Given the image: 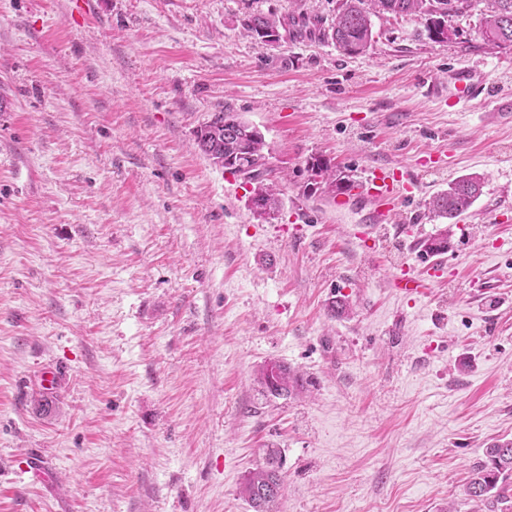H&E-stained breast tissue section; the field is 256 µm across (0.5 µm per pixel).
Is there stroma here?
Returning <instances> with one entry per match:
<instances>
[{
  "instance_id": "stroma-1",
  "label": "stroma",
  "mask_w": 512,
  "mask_h": 512,
  "mask_svg": "<svg viewBox=\"0 0 512 512\" xmlns=\"http://www.w3.org/2000/svg\"><path fill=\"white\" fill-rule=\"evenodd\" d=\"M75 4L0 0V512H252L240 486L270 448L277 512H487L467 482L512 440V50L480 10L444 44L374 18L347 55L241 27L328 26L339 0ZM459 66L487 83L464 109ZM225 109L271 153L275 217L197 145ZM314 155L358 182L409 171L396 228L355 239L368 204L337 210ZM469 174L471 208L431 218ZM443 231L448 251L423 252ZM402 260L431 274L421 296L388 287ZM272 362L302 388L265 392ZM32 452L49 483L22 474ZM243 30L255 39L270 43L271 37L278 35L283 27L281 20L274 15L252 14L241 21ZM482 178L470 174L448 184V189L425 201V207L434 218L453 219L465 212L481 195Z\"/></svg>"
}]
</instances>
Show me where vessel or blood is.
Here are the masks:
<instances>
[{
  "instance_id": "1",
  "label": "vessel or blood",
  "mask_w": 512,
  "mask_h": 512,
  "mask_svg": "<svg viewBox=\"0 0 512 512\" xmlns=\"http://www.w3.org/2000/svg\"><path fill=\"white\" fill-rule=\"evenodd\" d=\"M451 83L455 91L453 99L458 104L479 98L485 90L480 75L466 66L457 68L452 73ZM416 187L415 180L389 166L378 165L371 168L359 190L374 205L372 231L390 229L400 211L402 200L412 195Z\"/></svg>"
}]
</instances>
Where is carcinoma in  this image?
<instances>
[{"label": "carcinoma", "instance_id": "1", "mask_svg": "<svg viewBox=\"0 0 512 512\" xmlns=\"http://www.w3.org/2000/svg\"><path fill=\"white\" fill-rule=\"evenodd\" d=\"M486 13L482 17L480 31L483 40L501 48H512V0H485ZM475 7L474 0H340L335 21L329 29L322 28V20L303 17L293 22L294 36L318 34L331 40L336 48L348 55L368 51L374 43L372 17L389 14L392 16H414L424 20L426 35L435 43L448 42L449 35L458 31L448 27V18L460 16ZM243 30L255 39L269 43L279 34L281 20L274 15L252 14L241 21ZM230 114L226 109L213 114L210 121L196 132L200 150L210 149L224 153L234 159L246 171L259 175L264 172L266 144L261 133L247 121L241 119L238 125L224 124ZM308 171L313 180H322L335 186L339 194H347L355 183L342 177L331 160L313 157L308 161ZM482 178L470 174L448 184V189L430 197L425 207L435 218L453 219L465 212L481 195ZM279 372L269 379L266 372H260V382L273 396H286L302 385L300 377L291 374L290 369L278 365ZM486 460L476 465L471 472L468 493L477 500L492 505L509 491L507 480L512 476V442L506 441L485 449ZM284 479L280 472L278 451L269 449L265 463L251 470L241 487V495L252 512H273L281 495Z\"/></svg>", "mask_w": 512, "mask_h": 512}]
</instances>
